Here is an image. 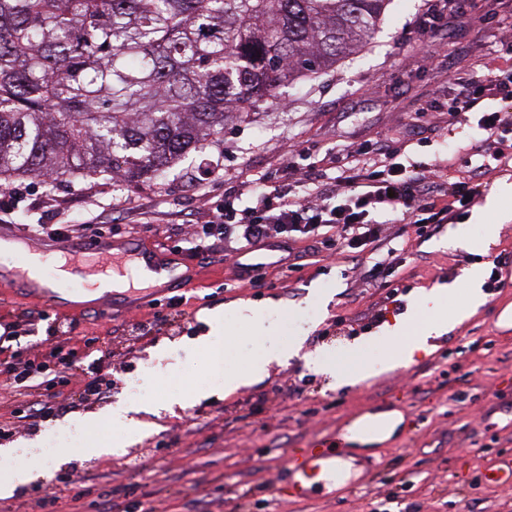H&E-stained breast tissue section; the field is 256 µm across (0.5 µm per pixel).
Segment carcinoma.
<instances>
[{"instance_id":"1","label":"carcinoma","mask_w":512,"mask_h":512,"mask_svg":"<svg viewBox=\"0 0 512 512\" xmlns=\"http://www.w3.org/2000/svg\"><path fill=\"white\" fill-rule=\"evenodd\" d=\"M391 0H0V184L164 183Z\"/></svg>"}]
</instances>
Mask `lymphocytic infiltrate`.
<instances>
[{"label": "lymphocytic infiltrate", "mask_w": 512, "mask_h": 512, "mask_svg": "<svg viewBox=\"0 0 512 512\" xmlns=\"http://www.w3.org/2000/svg\"><path fill=\"white\" fill-rule=\"evenodd\" d=\"M456 83L459 93L448 105L452 117L476 109L492 89L512 101V68H488L475 76L457 77ZM346 155L350 165L340 166L334 176L312 163L301 169L304 192L263 174L252 179L244 192L214 201L206 223L190 225L184 238L188 252L207 253L220 245L234 254L272 239H318L336 255L354 250L373 253L383 247L393 256L397 246L382 243L384 223L405 224L426 237L447 223L449 214L466 215L468 199L481 193L480 184L445 181L444 164L406 166L393 161L385 144L353 147ZM436 191L448 192L452 207L431 200ZM375 212L380 215L376 221L371 218ZM77 329L74 321L59 324L64 344L52 345L42 358L1 361L0 377L21 395L48 371L67 382L77 364Z\"/></svg>", "instance_id": "1"}]
</instances>
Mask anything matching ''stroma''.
Masks as SVG:
<instances>
[{"mask_svg":"<svg viewBox=\"0 0 512 512\" xmlns=\"http://www.w3.org/2000/svg\"><path fill=\"white\" fill-rule=\"evenodd\" d=\"M421 4L391 0L360 52L228 122L220 146L205 152L213 177L190 158L161 185L17 182L19 204L0 234L18 235L22 224L93 220L115 238L172 256L192 281L179 290L187 303L175 316L164 297L134 316L110 318L73 294L80 310L62 318L78 321L91 339L79 352L81 362L98 358L102 347L112 350L111 403L84 401L77 372L62 389L68 410L33 427L21 417L29 397L5 394L0 422L13 429L4 442L12 459H20L25 442H44L61 422L84 428L85 448L75 457L62 450L34 460V479L0 498V512H87L100 499L109 500L112 512H512V486L486 480L489 470L512 460V217H502L512 214V192L501 191L512 185V104L495 95L485 101L486 111L499 113L503 134L502 159L488 167L478 151L486 134L475 115L452 120L447 109H429L433 100L455 96L453 74L476 72L484 63L504 66L502 36L512 34V11L499 0H471L466 13L448 9L438 28L425 31L416 21ZM427 46L442 50V64L425 65ZM364 141L403 148L406 164L452 159L449 181L482 186L465 219L449 220L428 237L401 224L387 226L400 247L393 261L399 303L377 288L376 258L367 252L336 256L312 241L278 242L242 257L177 252L184 225L208 219L205 190L220 197L244 189L257 172L282 175L297 143L319 163ZM490 224L498 227L491 239ZM458 232L466 246L450 247L449 237ZM496 255L506 259L497 269L490 263ZM258 262L267 265L265 285L254 288L248 267ZM292 263L299 272H288ZM474 266L505 282L497 292L481 291L476 306L462 293ZM432 292L440 309L461 313V321L433 338L432 353L390 363L395 343L387 327L407 317L421 323L418 303ZM241 302L261 307L259 323L238 320L234 306ZM41 308L0 290V325L14 334L0 348V361L17 351L29 357L47 351L55 322L39 318ZM157 313L171 317L159 330L148 325ZM216 313L224 321L220 333L208 323ZM205 336L226 346V368L247 370L263 354L272 361L263 375L225 393L223 376L204 363L198 341ZM293 341L301 344L298 355L279 363L277 354ZM364 347L375 351L376 361L359 360L365 378L346 382L343 375L355 364L337 357V349ZM142 371L169 385L151 400L158 414H137L128 430L114 429L109 442L87 428V421L107 420L114 405L126 403L122 384ZM173 398L181 406L165 411ZM381 407L389 410L387 430L352 438L357 453L379 463L368 474L355 470L357 488L293 501L269 494L292 449ZM172 436L177 446L164 448ZM67 471L76 483L57 510L41 506L36 491L42 482Z\"/></svg>","mask_w":512,"mask_h":512,"instance_id":"35a3bbf8","label":"stroma"}]
</instances>
